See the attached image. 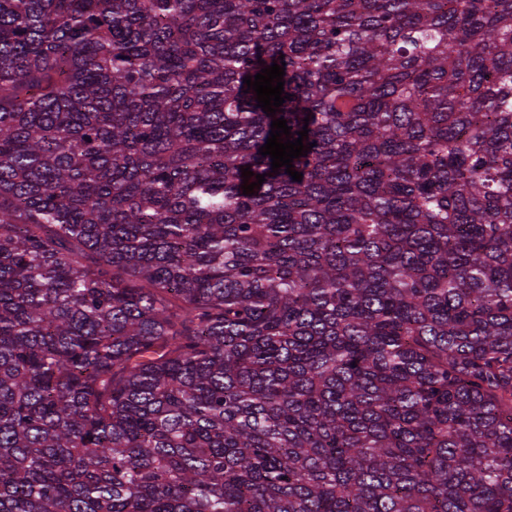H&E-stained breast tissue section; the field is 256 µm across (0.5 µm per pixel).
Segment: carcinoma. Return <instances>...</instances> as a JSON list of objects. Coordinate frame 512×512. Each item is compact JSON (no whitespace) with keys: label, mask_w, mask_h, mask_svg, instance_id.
I'll return each instance as SVG.
<instances>
[{"label":"carcinoma","mask_w":512,"mask_h":512,"mask_svg":"<svg viewBox=\"0 0 512 512\" xmlns=\"http://www.w3.org/2000/svg\"><path fill=\"white\" fill-rule=\"evenodd\" d=\"M0 512H512V0H0Z\"/></svg>","instance_id":"obj_1"}]
</instances>
